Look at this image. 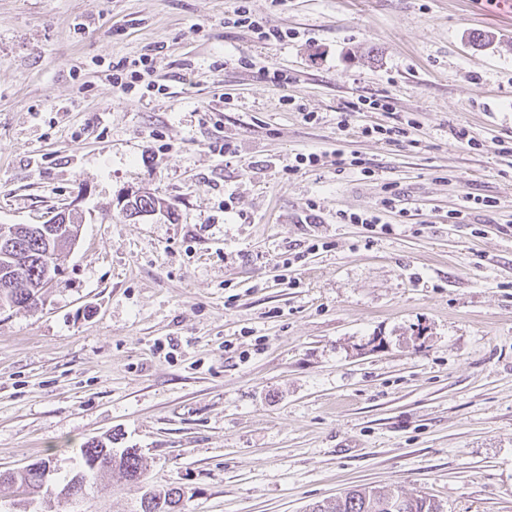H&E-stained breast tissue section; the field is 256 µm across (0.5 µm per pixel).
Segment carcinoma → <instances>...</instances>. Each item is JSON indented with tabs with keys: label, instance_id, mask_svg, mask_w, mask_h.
Masks as SVG:
<instances>
[{
	"label": "carcinoma",
	"instance_id": "1",
	"mask_svg": "<svg viewBox=\"0 0 512 512\" xmlns=\"http://www.w3.org/2000/svg\"><path fill=\"white\" fill-rule=\"evenodd\" d=\"M160 205L154 196L136 195L125 204L128 217H137L143 213L156 210ZM58 228L49 226L44 232L33 235L27 231H18L10 243H0V282L6 281L11 288L5 295H0V307L8 305L22 309L30 308L31 299L43 284L44 254L55 248ZM82 465L78 474L82 479V492L98 487L104 475L114 470L129 481L146 480L142 457L136 448H124L117 452L112 448V439L91 441L80 448ZM51 464L50 459L42 458L28 464V468L17 475L19 486L24 491L37 496L48 494L43 487V470ZM401 499L399 512H440L441 505L426 496L400 497V494H380L366 487H354L343 495L310 507V512H385L383 505L390 499Z\"/></svg>",
	"mask_w": 512,
	"mask_h": 512
}]
</instances>
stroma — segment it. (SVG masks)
I'll list each match as a JSON object with an SVG mask.
<instances>
[{
	"label": "stroma",
	"instance_id": "35a3bbf8",
	"mask_svg": "<svg viewBox=\"0 0 512 512\" xmlns=\"http://www.w3.org/2000/svg\"><path fill=\"white\" fill-rule=\"evenodd\" d=\"M245 1L285 41L230 25ZM142 191L161 210L127 217ZM470 194L493 208L452 223ZM63 207L45 304L0 310V469L108 439L147 481L36 512L149 484L183 512L353 486L512 512V0H0V224Z\"/></svg>",
	"mask_w": 512,
	"mask_h": 512
}]
</instances>
